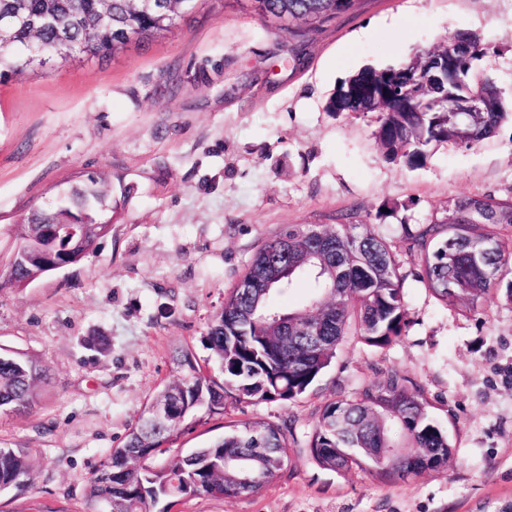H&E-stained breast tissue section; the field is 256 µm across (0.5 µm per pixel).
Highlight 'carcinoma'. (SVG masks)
<instances>
[{
  "label": "carcinoma",
  "instance_id": "carcinoma-1",
  "mask_svg": "<svg viewBox=\"0 0 512 512\" xmlns=\"http://www.w3.org/2000/svg\"><path fill=\"white\" fill-rule=\"evenodd\" d=\"M165 12L143 10L136 0H0V17L14 15L0 47V76L43 68L48 61L30 60L31 50L49 56L65 35L76 55L103 58L130 42H148L171 33L198 12L206 0H163ZM258 13L278 16L286 11L298 26H314L354 8L356 0H258ZM107 12L112 32L95 31L94 17ZM464 52L466 73L457 81L428 77L427 51L394 67L365 68L341 82L326 110L336 113L380 114L376 140L390 159L419 165L429 145L452 141L470 148L491 137L512 116L506 111L494 79L476 64L486 55L481 39L458 33L443 53ZM483 100L479 112H448L445 102ZM107 183L91 179L65 192L53 206L33 210L12 230L14 245L0 266V288H25L60 267L79 262L92 252L110 228L98 224L107 205ZM351 235L320 225H292L265 241L247 264L241 279H254L249 289L234 286L224 308L207 333L211 367L202 366L187 349L172 357L175 378L160 386L144 407L122 445L109 450L87 485L86 507L106 493L120 500L123 512H153L161 499L182 502L192 497L254 496L285 466L284 448L290 427L264 420H246L209 444L176 456L159 469L145 461L174 448L190 420L205 411L251 402H294L329 368L336 349L348 336L375 348L395 343L408 325L401 264L393 245L371 225H357ZM512 229V195L470 194L455 198L452 220H433L408 235L415 252L418 277L433 297L462 313L477 311L501 283L502 269L512 261V245L501 232ZM304 275L314 280L315 294L297 308L271 303L275 294ZM288 317V332L270 326L272 316ZM323 321L318 344L309 342L304 326ZM48 381L36 358L0 352V410L25 413L34 406ZM171 410L168 421L150 422L153 407ZM425 391L389 371L352 396H339L320 411L308 435L307 448L322 468L334 472L371 465L382 480L440 471L452 454L448 434L429 412ZM400 427L415 451L397 452L392 430ZM357 449L356 456L347 454ZM228 466H223L222 461ZM253 473L240 488L238 466ZM34 460L25 448H0V484L22 490L30 484Z\"/></svg>",
  "mask_w": 512,
  "mask_h": 512
}]
</instances>
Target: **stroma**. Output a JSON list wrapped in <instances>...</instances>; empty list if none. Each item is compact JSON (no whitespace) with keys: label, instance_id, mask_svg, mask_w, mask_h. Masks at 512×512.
<instances>
[{"label":"stroma","instance_id":"stroma-1","mask_svg":"<svg viewBox=\"0 0 512 512\" xmlns=\"http://www.w3.org/2000/svg\"><path fill=\"white\" fill-rule=\"evenodd\" d=\"M460 32L488 45L479 67L511 110L512 0H357L297 33L250 0H207L150 42L0 77V261L32 209L91 177L112 187L93 253L0 290V347L34 355L50 377L32 410L0 412V446L39 461L26 491H0V512H84L88 477L170 379L175 351L209 359L225 295L260 245L296 224L373 225L399 255L409 326L384 349L347 339L294 402L202 416L182 450L264 419L292 425L288 465L258 495H201L168 512H512V301L494 291L468 315L441 304L406 239L453 198L512 195V120L472 148L431 144L410 167L385 158L376 114L325 109L359 70ZM388 370L424 389L454 445L447 468L391 481L320 469L305 443L322 407Z\"/></svg>","mask_w":512,"mask_h":512}]
</instances>
